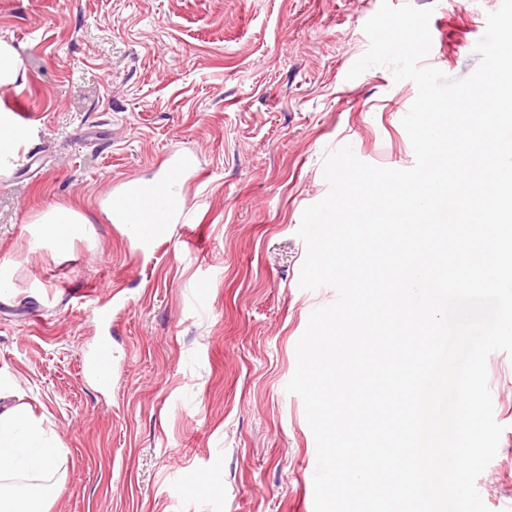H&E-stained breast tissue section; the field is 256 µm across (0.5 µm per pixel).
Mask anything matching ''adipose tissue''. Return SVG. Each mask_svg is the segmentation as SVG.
Wrapping results in <instances>:
<instances>
[{
  "label": "adipose tissue",
  "mask_w": 512,
  "mask_h": 512,
  "mask_svg": "<svg viewBox=\"0 0 512 512\" xmlns=\"http://www.w3.org/2000/svg\"><path fill=\"white\" fill-rule=\"evenodd\" d=\"M89 234L88 219L77 211L52 208L39 219L36 238L64 249ZM61 452L56 436L48 434L42 418L16 407L0 412V512H44L62 490L53 474ZM50 477L46 486H12V478Z\"/></svg>",
  "instance_id": "adipose-tissue-1"
}]
</instances>
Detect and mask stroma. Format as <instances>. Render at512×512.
I'll list each match as a JSON object with an SVG mask.
<instances>
[{"mask_svg": "<svg viewBox=\"0 0 512 512\" xmlns=\"http://www.w3.org/2000/svg\"><path fill=\"white\" fill-rule=\"evenodd\" d=\"M432 8L422 64L460 79L501 0ZM380 0H0V40L21 78L33 160L0 174V376L11 406L45 418L62 453L48 512H314L316 443L287 393L310 313L335 289L299 286L306 207L328 191L327 154L415 163L402 119L413 81L388 68L347 79ZM182 221L159 253L110 223L115 183L159 179L173 155ZM90 219L65 250L33 246L52 207ZM112 308L104 328L86 294ZM112 341L111 389L82 363ZM496 456L476 480L512 512V355L487 360Z\"/></svg>", "mask_w": 512, "mask_h": 512, "instance_id": "35a3bbf8", "label": "stroma"}]
</instances>
